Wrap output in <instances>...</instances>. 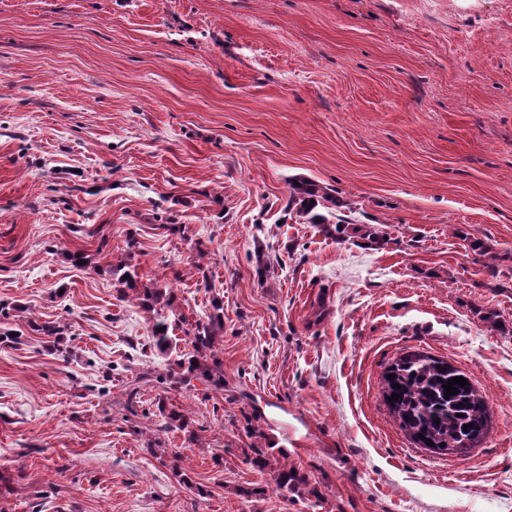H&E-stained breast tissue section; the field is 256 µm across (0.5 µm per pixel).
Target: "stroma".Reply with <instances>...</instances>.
Wrapping results in <instances>:
<instances>
[{
	"instance_id": "35a3bbf8",
	"label": "stroma",
	"mask_w": 512,
	"mask_h": 512,
	"mask_svg": "<svg viewBox=\"0 0 512 512\" xmlns=\"http://www.w3.org/2000/svg\"><path fill=\"white\" fill-rule=\"evenodd\" d=\"M294 177L349 228L290 211ZM474 238L512 250V0H0V512H512V262ZM126 259L174 342L222 300L223 391L153 381L128 417L169 361ZM414 352L486 393L467 454L387 406ZM163 403L191 432L155 437ZM112 275L116 277V281L121 287L120 292L123 298L136 300L145 309L155 313L153 324L155 346L163 355L171 354L173 346L170 336H168L169 326L165 315H162L159 311L165 308L172 310L175 301L174 293L145 285L139 279L135 267L126 262L118 264L112 270ZM124 275H127V278H124ZM163 326H166V329H163ZM159 328H162L161 332H158ZM255 447L257 446L254 445L253 448H248V451L244 449L243 454L245 456V461H249L253 466L259 469L267 467L273 469L276 489L288 491V489L292 490L295 488L296 482L298 481L295 472L293 470L288 471V465L280 464L272 454Z\"/></svg>"
}]
</instances>
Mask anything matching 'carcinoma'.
Masks as SVG:
<instances>
[{"mask_svg":"<svg viewBox=\"0 0 512 512\" xmlns=\"http://www.w3.org/2000/svg\"><path fill=\"white\" fill-rule=\"evenodd\" d=\"M289 203L299 205V211L311 216L314 224H326L325 215L316 212L320 206L327 210L338 208L340 200L329 190L305 178L288 181ZM472 247L481 251L486 258V266L496 272L499 262L512 255L499 254L480 242ZM112 275L120 286L125 299L136 300L141 306L155 313L153 337L160 353L166 355L173 351L172 341L168 336L165 316L161 310L172 308L174 293L159 288H152L141 282L135 267L122 262L113 270ZM213 312L198 320L185 330V344L188 352L180 353L173 361V368L168 371L164 383L174 390L194 389L195 382L214 390H224L223 362L218 357L217 340L224 330L223 306L219 302L212 304ZM387 373L394 375L391 380H384L383 395L388 398L399 394L398 400L388 402L390 409L402 429L407 431L412 440L421 447H428L427 441L434 443V448L453 453H464L481 439L488 429V401L476 387L470 376L443 359L421 353L409 354L394 363ZM150 373H140L128 383L125 409L132 416L138 415L136 400L140 398L141 387L150 382ZM454 377L467 379V384L458 387V393L446 395L444 385ZM401 388L393 387V384ZM192 418L185 409L170 410L165 414L162 430L172 428L185 429L190 426ZM472 424V428L463 431V426ZM424 438H419L418 434ZM245 460L253 466L273 469L275 487L279 490L295 488L297 476L281 464L274 456L260 448H251L244 452Z\"/></svg>","mask_w":512,"mask_h":512,"instance_id":"cac0c4a2","label":"carcinoma"}]
</instances>
